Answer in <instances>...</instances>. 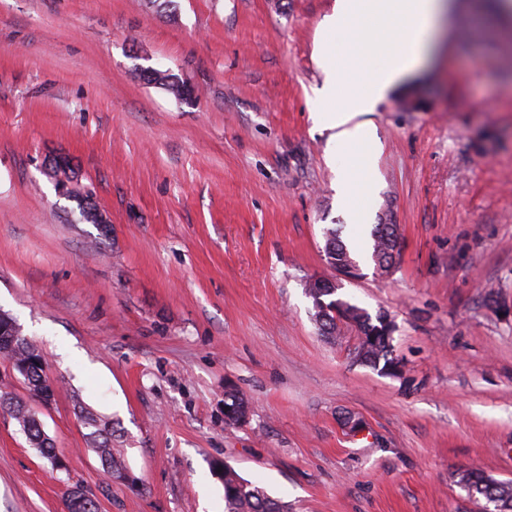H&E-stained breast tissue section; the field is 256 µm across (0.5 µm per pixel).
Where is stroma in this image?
I'll return each instance as SVG.
<instances>
[{
    "label": "stroma",
    "mask_w": 512,
    "mask_h": 512,
    "mask_svg": "<svg viewBox=\"0 0 512 512\" xmlns=\"http://www.w3.org/2000/svg\"><path fill=\"white\" fill-rule=\"evenodd\" d=\"M334 5L0 0V312L56 384L43 405L0 357V394L64 462L0 410V512H67L75 486L99 512H224L226 465L291 512H470L459 472L512 482V14L459 0L432 57L366 114L374 192L351 224L345 156L314 121ZM378 224L399 233L386 277ZM338 225L363 277L337 295L391 316L403 378L312 318L305 284L331 277ZM228 391L245 424H226ZM78 401L119 430L136 486L104 474ZM161 72L152 68L141 69L139 73L140 79L147 84L157 85L168 93L172 94L176 99L187 100L192 96L191 87L173 74L162 72L160 78L153 77L154 73ZM396 232V225H375L371 233V237L373 239L371 259L373 260L376 269L383 264L393 266L398 249L394 254L392 252H389V250L391 249V247L389 246V241L390 238L396 234ZM23 404L16 401L14 407H9L6 410L10 413L11 417L15 419L26 436L28 442L34 446L39 453L49 460L53 465V459L56 457L55 448L49 437H43L42 425L39 420L34 417L27 416L23 412Z\"/></svg>",
    "instance_id": "obj_1"
}]
</instances>
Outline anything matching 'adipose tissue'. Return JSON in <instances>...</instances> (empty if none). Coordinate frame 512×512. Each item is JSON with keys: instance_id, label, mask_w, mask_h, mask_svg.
<instances>
[{"instance_id": "obj_1", "label": "adipose tissue", "mask_w": 512, "mask_h": 512, "mask_svg": "<svg viewBox=\"0 0 512 512\" xmlns=\"http://www.w3.org/2000/svg\"><path fill=\"white\" fill-rule=\"evenodd\" d=\"M453 7L452 0H336L324 21L326 33L343 43L315 48V61L326 75L320 121L334 130L347 157L337 189L352 220L360 219L370 196L373 143L360 117L414 71Z\"/></svg>"}]
</instances>
